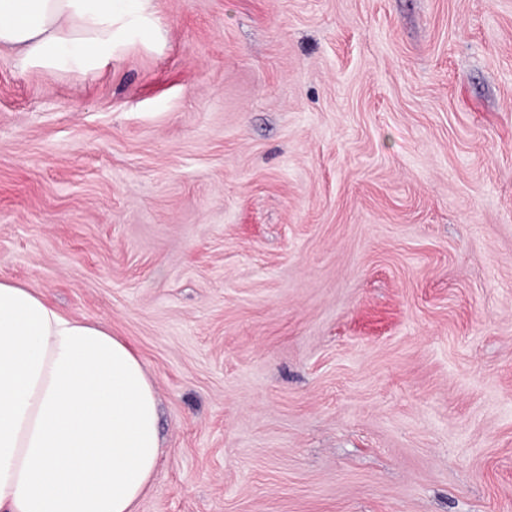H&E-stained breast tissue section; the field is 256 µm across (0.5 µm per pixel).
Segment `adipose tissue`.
<instances>
[{"instance_id": "ef3b65f1", "label": "adipose tissue", "mask_w": 512, "mask_h": 512, "mask_svg": "<svg viewBox=\"0 0 512 512\" xmlns=\"http://www.w3.org/2000/svg\"><path fill=\"white\" fill-rule=\"evenodd\" d=\"M151 0H0V46L45 75L105 68L157 29ZM130 346L0 281V512H133L158 451Z\"/></svg>"}]
</instances>
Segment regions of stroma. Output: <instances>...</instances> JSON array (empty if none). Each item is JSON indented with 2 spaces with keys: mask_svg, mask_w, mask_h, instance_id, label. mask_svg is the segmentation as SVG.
I'll use <instances>...</instances> for the list:
<instances>
[{
  "mask_svg": "<svg viewBox=\"0 0 512 512\" xmlns=\"http://www.w3.org/2000/svg\"><path fill=\"white\" fill-rule=\"evenodd\" d=\"M0 47V281L128 342L135 512H512V0H154ZM152 0H0V46L47 76L105 68L126 44L159 29Z\"/></svg>",
  "mask_w": 512,
  "mask_h": 512,
  "instance_id": "1",
  "label": "stroma"
}]
</instances>
